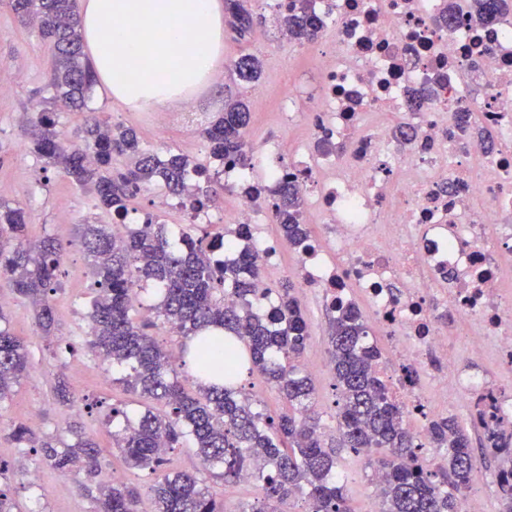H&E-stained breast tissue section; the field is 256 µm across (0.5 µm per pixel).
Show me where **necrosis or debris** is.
Segmentation results:
<instances>
[{"label":"necrosis or debris","mask_w":512,"mask_h":512,"mask_svg":"<svg viewBox=\"0 0 512 512\" xmlns=\"http://www.w3.org/2000/svg\"><path fill=\"white\" fill-rule=\"evenodd\" d=\"M443 0H316L328 37L317 49L312 135L264 176L225 163L236 200L233 224L250 233L260 270L278 267L279 246L262 226L275 212L276 186L296 182L307 219L319 220L338 256L317 240L296 250L304 288L325 302H363L393 351L397 395L430 419L437 400L483 402L512 419V393L457 360L448 344L465 332L474 355L492 348L512 366V291H503L497 255L512 252V23L441 19ZM478 116L497 136L494 150L461 140L457 111ZM338 143L325 154L323 139ZM442 364L430 386L419 368Z\"/></svg>","instance_id":"necrosis-or-debris-1"}]
</instances>
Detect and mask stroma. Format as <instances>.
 Instances as JSON below:
<instances>
[{
    "instance_id": "obj_1",
    "label": "stroma",
    "mask_w": 512,
    "mask_h": 512,
    "mask_svg": "<svg viewBox=\"0 0 512 512\" xmlns=\"http://www.w3.org/2000/svg\"><path fill=\"white\" fill-rule=\"evenodd\" d=\"M315 53L310 43L277 39L268 22L255 25L243 39L232 29H225L219 77L200 88L189 101L175 104L174 109L201 112L210 120L223 111L225 100L249 102L256 90H265L266 103L262 109L252 110L247 133L254 157L251 174L264 175L267 144L281 140L300 143L310 135L305 110L314 90ZM243 54L255 55L261 62V76L256 83H239L232 72L233 62ZM51 58V44L37 30L23 24L7 0H0V87L6 89L5 94H0V201L25 207L30 218V239L46 234L55 236L61 241L64 253L59 274L61 289L53 297L59 322L57 349H49L38 334L31 307L13 298L6 278L0 277V297L9 300L11 329L25 342L31 363L29 374L20 379L11 399L0 404V418L29 423L36 431L63 436L71 428L83 429L105 449L101 459L104 474L137 486L142 512H153L150 493L153 474L125 464L119 451L112 448V437L103 424L102 412L94 407L96 401L109 405L127 400L128 395L122 386L113 383L106 364L85 342L92 274L89 258L75 240L83 224L108 225L118 236L124 235L126 228L113 223L110 214L95 209L90 188L75 185L58 169L44 167L28 145L26 114L51 94L48 86ZM88 106L100 119L135 129L146 150L161 156L181 153L199 166L210 170L216 167L197 132L186 130L176 122L159 129L154 113L124 109L106 88L92 91ZM167 195L160 185L138 193L130 201L131 222H139L144 214L150 213L157 216L159 223L180 225V212L162 205ZM296 297L310 333L302 359L309 366L308 374L316 388L321 426L326 435L332 436L336 433L337 407L334 375L329 369L330 313L316 290L297 289ZM61 374L67 376L74 391L76 409L58 406L54 401L52 387ZM448 413L468 430L470 445L478 459L479 480L471 484L467 493L482 499L488 512H497L498 463L485 448L483 433L470 408L465 403L452 402ZM0 459L10 467L5 479L0 480V489L17 501L24 512H92L94 504L79 491L76 479L61 476L35 453L0 439ZM339 469L355 512H369L379 504L365 456L342 450ZM32 473L39 478L34 488L28 480Z\"/></svg>"
}]
</instances>
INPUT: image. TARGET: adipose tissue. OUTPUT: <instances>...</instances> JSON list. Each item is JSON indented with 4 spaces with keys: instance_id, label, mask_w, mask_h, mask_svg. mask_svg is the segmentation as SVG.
Returning <instances> with one entry per match:
<instances>
[{
    "instance_id": "adipose-tissue-1",
    "label": "adipose tissue",
    "mask_w": 512,
    "mask_h": 512,
    "mask_svg": "<svg viewBox=\"0 0 512 512\" xmlns=\"http://www.w3.org/2000/svg\"><path fill=\"white\" fill-rule=\"evenodd\" d=\"M82 23L99 79L134 110L190 100L224 48L218 0H86Z\"/></svg>"
}]
</instances>
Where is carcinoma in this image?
Segmentation results:
<instances>
[{"mask_svg": "<svg viewBox=\"0 0 512 512\" xmlns=\"http://www.w3.org/2000/svg\"><path fill=\"white\" fill-rule=\"evenodd\" d=\"M246 0H226L230 26L244 38L255 25ZM313 0H288V13L278 15L294 41L314 38L322 27ZM469 10L486 21L506 15L508 0H466ZM12 10L38 28L53 46V95L28 119L31 151L45 164L62 169L71 181L93 189L95 207L122 220L129 200L152 182L192 207L214 201L210 189L189 184V158H164L140 147L137 133L102 123L97 113L85 115L81 143L67 142L58 130L55 103L82 110L96 82L85 56L77 0H11ZM239 80L259 77L258 60L244 55L234 63ZM250 112L243 102L224 104V112L203 129L208 152L219 162L229 159L245 169L250 150L245 140ZM129 155L134 166L112 174L113 155ZM302 195L286 181L280 188L275 217L288 240L298 247L308 237L300 223ZM24 207L0 202V277L28 301L41 337L50 342L58 330L51 295L60 290L61 246L52 236L29 239ZM199 236L189 229L174 236L167 225L146 216L128 225L117 238L103 224H84L79 242L92 258L93 295L89 301L88 345L100 351L109 368L120 370L116 382L143 399L139 408L112 406L105 426L128 467L157 475L151 487L154 512H224L208 481H238L246 475L260 497L237 512H280L279 506L301 496L307 512H352L339 480L337 448L322 438L313 410L314 386L300 372L298 358L309 339L307 321L288 282L266 306L256 295L260 270L243 251L224 260L227 234ZM151 290L150 306L175 335L184 339L174 357L146 332L148 323L132 314L134 288ZM237 302L225 301L226 292ZM368 327L359 310L340 308L331 322L330 344L337 395L339 444L367 454L371 481L381 497L380 512H463L462 493L473 482L476 459L468 435L448 416L429 422L425 438L404 425L405 405L376 369L378 347L367 342ZM194 356L193 374L199 395L187 393L180 381L185 356ZM274 384L288 402V412L274 419L258 401L235 386L242 367ZM30 368L21 340L12 332L7 311L0 307V404L9 399ZM166 407L161 412L152 402ZM18 448H35L42 461L63 474L83 476L80 487L94 503L93 512H140L137 487L120 479L102 478L103 449L80 430L64 439L38 435L23 424L3 426L0 433ZM492 454L499 461V512H512V425L499 420ZM189 442L208 476L168 469V453ZM446 449L444 465L432 468L426 445Z\"/></svg>", "mask_w": 512, "mask_h": 512, "instance_id": "cac0c4a2", "label": "carcinoma"}]
</instances>
